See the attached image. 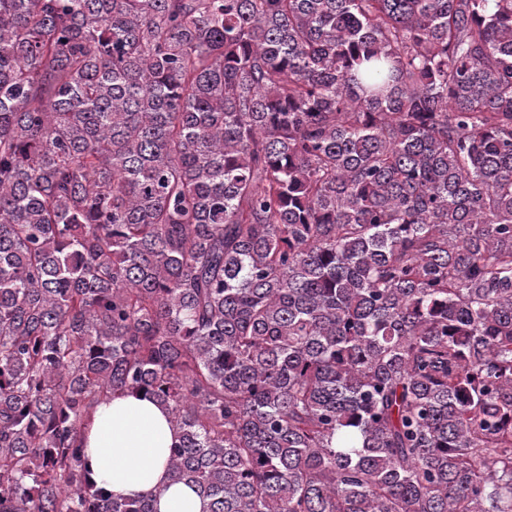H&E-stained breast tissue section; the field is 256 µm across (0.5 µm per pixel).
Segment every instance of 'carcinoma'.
I'll use <instances>...</instances> for the list:
<instances>
[{"instance_id": "1", "label": "carcinoma", "mask_w": 512, "mask_h": 512, "mask_svg": "<svg viewBox=\"0 0 512 512\" xmlns=\"http://www.w3.org/2000/svg\"><path fill=\"white\" fill-rule=\"evenodd\" d=\"M142 394L202 512H512V0H0V512Z\"/></svg>"}]
</instances>
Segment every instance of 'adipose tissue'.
<instances>
[{"instance_id": "ef3b65f1", "label": "adipose tissue", "mask_w": 512, "mask_h": 512, "mask_svg": "<svg viewBox=\"0 0 512 512\" xmlns=\"http://www.w3.org/2000/svg\"><path fill=\"white\" fill-rule=\"evenodd\" d=\"M176 439L166 411L153 400L110 398L85 433L92 476L118 497L158 494V512H202L192 488L170 481L168 456Z\"/></svg>"}]
</instances>
